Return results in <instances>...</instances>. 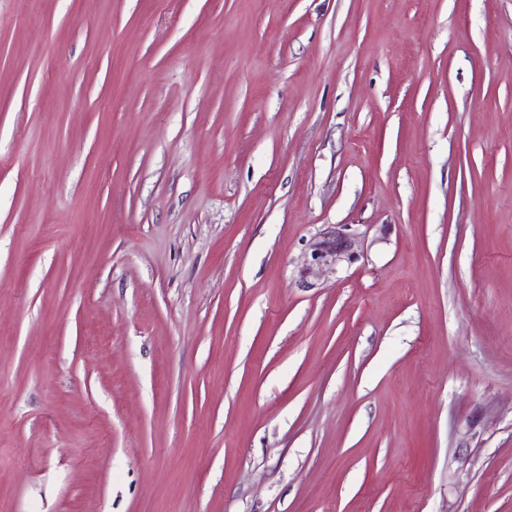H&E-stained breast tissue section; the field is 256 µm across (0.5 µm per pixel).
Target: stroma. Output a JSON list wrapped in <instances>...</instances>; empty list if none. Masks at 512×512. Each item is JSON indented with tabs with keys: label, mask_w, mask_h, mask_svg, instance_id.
Returning <instances> with one entry per match:
<instances>
[{
	"label": "stroma",
	"mask_w": 512,
	"mask_h": 512,
	"mask_svg": "<svg viewBox=\"0 0 512 512\" xmlns=\"http://www.w3.org/2000/svg\"><path fill=\"white\" fill-rule=\"evenodd\" d=\"M0 512H512V0H0Z\"/></svg>",
	"instance_id": "stroma-1"
}]
</instances>
